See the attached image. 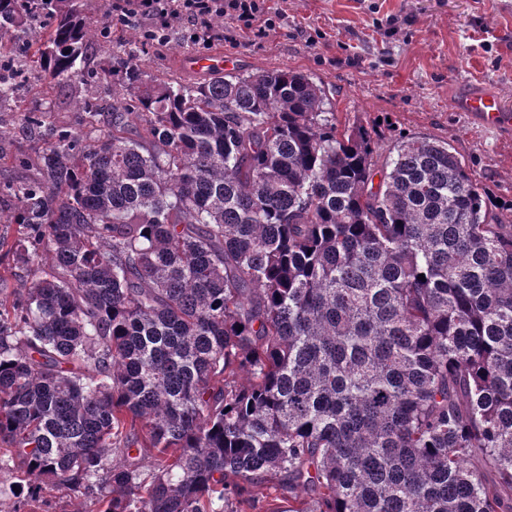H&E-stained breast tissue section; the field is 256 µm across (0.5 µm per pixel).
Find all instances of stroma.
<instances>
[{
	"label": "stroma",
	"mask_w": 512,
	"mask_h": 512,
	"mask_svg": "<svg viewBox=\"0 0 512 512\" xmlns=\"http://www.w3.org/2000/svg\"><path fill=\"white\" fill-rule=\"evenodd\" d=\"M273 25L262 37L224 23L211 49L233 72L292 69L325 85L340 124L374 129L380 156L399 136L448 141L489 192L512 199V126L482 127L459 102L481 86L512 97V0H266ZM187 21L140 63L158 77L182 75ZM64 81L44 75L0 104V184L32 178L36 152L85 115L66 100ZM42 115L39 135L20 126Z\"/></svg>",
	"instance_id": "stroma-1"
}]
</instances>
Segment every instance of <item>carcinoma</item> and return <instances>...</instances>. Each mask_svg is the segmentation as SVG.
<instances>
[{
  "label": "carcinoma",
  "mask_w": 512,
  "mask_h": 512,
  "mask_svg": "<svg viewBox=\"0 0 512 512\" xmlns=\"http://www.w3.org/2000/svg\"><path fill=\"white\" fill-rule=\"evenodd\" d=\"M36 16L25 67L69 81L89 131L0 187L12 498L512 512V200L446 141L379 162L303 73L153 78L134 29L104 107L77 67L104 24L85 0H0L17 40Z\"/></svg>",
  "instance_id": "obj_1"
}]
</instances>
